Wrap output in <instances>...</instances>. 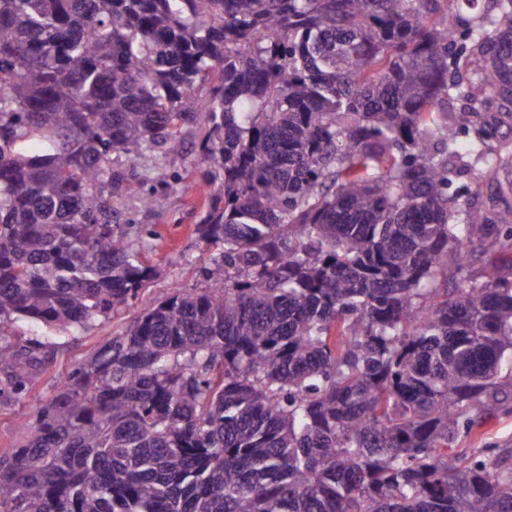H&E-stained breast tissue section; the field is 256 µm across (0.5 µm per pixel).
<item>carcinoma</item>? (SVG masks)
<instances>
[{
  "label": "carcinoma",
  "mask_w": 512,
  "mask_h": 512,
  "mask_svg": "<svg viewBox=\"0 0 512 512\" xmlns=\"http://www.w3.org/2000/svg\"><path fill=\"white\" fill-rule=\"evenodd\" d=\"M0 0V340L153 277L137 164L198 130L209 287L152 302L0 460V512H512V0ZM453 100L464 101L448 110ZM473 175L450 192L457 165ZM49 342L0 345L7 385ZM479 434L477 439L468 441L462 448H485L492 445L508 453L512 449V413L494 412L486 416Z\"/></svg>",
  "instance_id": "1"
}]
</instances>
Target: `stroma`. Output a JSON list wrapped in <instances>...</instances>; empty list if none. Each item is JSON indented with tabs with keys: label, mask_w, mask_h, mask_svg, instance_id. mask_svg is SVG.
<instances>
[{
	"label": "stroma",
	"mask_w": 512,
	"mask_h": 512,
	"mask_svg": "<svg viewBox=\"0 0 512 512\" xmlns=\"http://www.w3.org/2000/svg\"><path fill=\"white\" fill-rule=\"evenodd\" d=\"M198 141L193 132L166 151L167 171L187 176L189 191L146 180L130 183L126 196L130 218L157 233L140 248L142 261L155 274L140 300L127 309L99 319L84 331L58 333L49 370L30 371L23 392L8 389L0 393V458L11 456L31 438L35 402L55 396L69 374L136 317L146 302L164 299L180 289L203 287L200 269L215 249L198 237L195 225L213 188L200 177Z\"/></svg>",
	"instance_id": "stroma-1"
}]
</instances>
